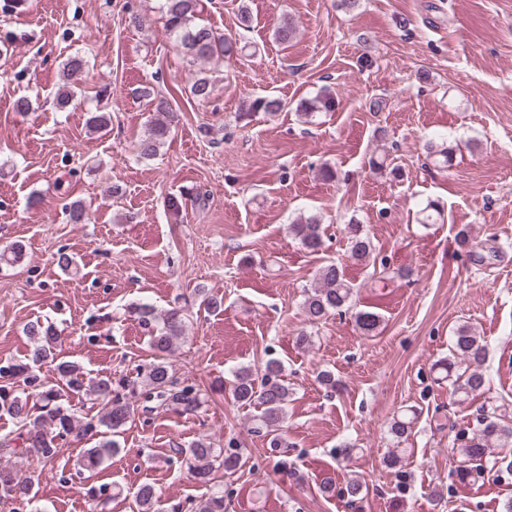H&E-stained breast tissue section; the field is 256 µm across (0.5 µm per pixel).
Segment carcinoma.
I'll return each mask as SVG.
<instances>
[{"instance_id":"cac0c4a2","label":"carcinoma","mask_w":512,"mask_h":512,"mask_svg":"<svg viewBox=\"0 0 512 512\" xmlns=\"http://www.w3.org/2000/svg\"><path fill=\"white\" fill-rule=\"evenodd\" d=\"M159 10L164 19L166 34L182 49L190 65L207 62L213 58L232 57L238 54L237 43L211 27L199 22L201 0H159ZM296 36V27L285 16L274 28L276 42L286 45ZM85 57L76 53L62 63L63 85L55 98L60 108L67 107L81 91L85 73ZM192 96L205 101L213 92V83L203 71L195 72L190 86ZM142 95L150 99L154 118L148 125L146 136L140 140L137 150L142 156H152L168 136L170 127L178 119L168 98L151 87L142 89ZM335 98L323 92L312 99H304L297 106L298 115L306 120L317 112L335 110ZM248 113L265 112L273 115L283 110L282 101L274 96L257 97L243 105ZM71 224H86L90 220V206L74 200L64 207ZM291 233L301 245L317 251L324 243L325 229L316 216L299 218L290 224ZM347 254L354 262L370 265L377 279L386 280L393 274L399 278L409 276L405 269L390 270L385 259L378 258L370 237L359 225L347 227ZM354 284L348 278L341 263L329 262L317 274V282L303 302V310L309 324L315 325L335 313L353 310ZM130 313L144 325L152 327L150 346L153 360L136 369V375L113 382L112 377H89L73 362L57 360L58 332L53 324L39 320L26 326L31 348L24 359L0 365V378L21 379L29 384L36 381L34 369L42 362L57 361L59 383L37 384L33 392L12 389L0 385V416L7 415L15 421L16 429L0 436V504L10 506L9 512H23L30 505L32 483L21 480L9 466L14 457H33L43 465L54 462L58 442L69 436L83 437L97 434L98 444L83 452L78 461L80 469L90 471L119 448L117 437L122 428L133 421L138 406L137 396L144 395L147 405L143 410H171L180 415H194L205 403L204 396L188 380L177 376L169 361L175 342L185 335L186 313L181 307H173L163 313L146 303H132ZM355 324L363 336H374L381 327V316L371 310H354ZM485 346L469 327H459L453 336L448 359L436 365L448 381L452 394L464 398L476 397L488 391L486 377L481 370L485 359ZM233 400L259 409L257 430L264 431L272 448L289 447L284 423L288 418L289 388L284 380V365L278 359H269L259 369L250 366L237 368L229 380ZM78 396L99 407L91 417H77L70 404V397ZM478 425L456 432L460 442L458 451L461 461L458 469L460 480L467 481L474 471L483 467L482 461L491 448L512 446V427L499 422L496 412L480 409ZM417 419L416 411L393 419L388 433L396 444L404 442L411 434ZM176 453L184 457L188 471L201 483L209 486L211 493L196 504L195 512H226L224 486L213 484L217 473L235 472L241 465V452L233 443L219 447L209 438H200L188 447L177 446ZM94 512H105L112 495L107 485L89 488ZM136 512H182L180 505L165 506L155 487L141 484L132 492Z\"/></svg>"}]
</instances>
